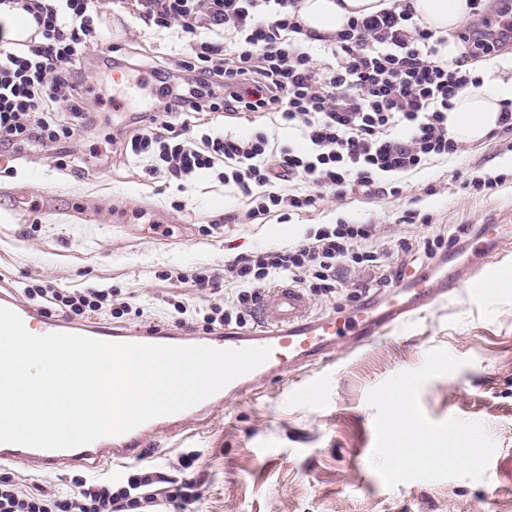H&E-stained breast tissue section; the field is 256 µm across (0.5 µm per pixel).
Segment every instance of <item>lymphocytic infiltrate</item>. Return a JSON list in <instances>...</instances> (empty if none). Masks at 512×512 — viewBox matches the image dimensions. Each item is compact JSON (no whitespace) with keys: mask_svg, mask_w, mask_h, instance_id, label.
<instances>
[{"mask_svg":"<svg viewBox=\"0 0 512 512\" xmlns=\"http://www.w3.org/2000/svg\"><path fill=\"white\" fill-rule=\"evenodd\" d=\"M13 2L33 15L42 40L22 51L0 47V146L54 149L73 140L87 120L85 76L71 62L95 41L93 0ZM297 2L130 0L146 24L180 28L187 51L176 66L190 76L183 87L171 85L169 72H153L167 86L164 102L143 110L140 127L123 142L146 175L185 182L212 172L246 198L248 220L288 219L317 208L329 194L401 195L385 177L463 152L448 136V111L480 79L463 64L441 59L446 37L416 19L408 0H388L376 13L321 37L299 22ZM457 37L474 55H494L512 44V10L463 27ZM317 41L332 62L314 54ZM48 100L63 104L71 121L45 111ZM207 112L250 123L263 118L297 131L302 143H277L261 129L224 134L203 127ZM379 235L375 224H324L308 229L294 247L236 255L220 274L193 273L192 282L209 291L206 329L245 326L274 283L325 296L348 287L344 269L381 260L374 247ZM226 284L235 289L232 297L221 291ZM23 292L49 298L81 319L119 318L130 308L100 285L73 291L28 285ZM160 480L152 471L123 485L82 483L66 497L0 480V512H147L158 504L150 487Z\"/></svg>","mask_w":512,"mask_h":512,"instance_id":"lymphocytic-infiltrate-1","label":"lymphocytic infiltrate"}]
</instances>
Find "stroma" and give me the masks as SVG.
Instances as JSON below:
<instances>
[{
	"label": "stroma",
	"mask_w": 512,
	"mask_h": 512,
	"mask_svg": "<svg viewBox=\"0 0 512 512\" xmlns=\"http://www.w3.org/2000/svg\"><path fill=\"white\" fill-rule=\"evenodd\" d=\"M117 32L107 40L117 58L138 61L132 70L107 62L90 49L77 66L106 74L124 101L88 93L93 118L70 143L80 168L58 170L50 152H7L0 157V209L20 214L0 223V285H49L68 290L93 284L116 289L142 317L134 327L173 324L171 299L198 307L203 289L173 280L176 272L220 269L245 253L293 244L304 229L339 221L378 224L379 243L400 263L401 238L421 240L427 228L401 223L406 210L432 214L448 229L481 225L512 207V183L483 197L461 191L473 174H512V152L497 139L468 146L461 157L434 159L404 177L401 198L343 203L328 197L316 209L283 222H231L244 214V199L214 175L199 174L186 192L165 178L145 175L115 141L131 117L158 104L163 88L146 77L141 63L177 57L179 28L156 30L125 0H103ZM435 195H425L427 186ZM441 347L464 364L426 382L420 401L432 420L456 418L485 425L497 444L484 480L410 481L388 488L371 464L374 411L368 392L393 375L419 368L426 353ZM141 458L96 471H37L5 464L0 478L23 489L36 486L63 497L78 481L103 483L151 469L167 475L156 489L184 476L179 457L198 451L194 476L200 498L190 512H512V282L483 296L439 299L387 337L345 347L314 365L260 381L250 399L216 408L200 425L145 438Z\"/></svg>",
	"instance_id": "obj_1"
}]
</instances>
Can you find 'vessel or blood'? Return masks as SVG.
I'll use <instances>...</instances> for the list:
<instances>
[{
    "mask_svg": "<svg viewBox=\"0 0 512 512\" xmlns=\"http://www.w3.org/2000/svg\"><path fill=\"white\" fill-rule=\"evenodd\" d=\"M472 252L477 261L471 266L455 269L449 275L421 273L405 284L403 298L368 302L341 319L313 315L311 303L302 289L280 285L268 292L258 320L252 327L227 329L203 338L187 334L184 328L166 324L131 330L123 326L77 323L28 306L13 291L0 290V306L16 312L24 324L40 321L47 334H75L115 343L204 344L218 349L267 347L271 350L265 363L191 408L154 418L128 433L105 436L74 449L48 451L0 444V463L19 462L35 470H92L112 458H137L145 436L163 433L170 425L179 422L210 415L216 406L228 399L245 398L257 380L281 375L291 365L324 359L339 350L344 342L357 346L366 344L387 330L404 324L429 303L453 295L460 289H467L474 295L483 294L488 285L512 279V264L498 261L487 235L476 238Z\"/></svg>",
    "mask_w": 512,
    "mask_h": 512,
    "instance_id": "obj_1",
    "label": "vessel or blood"
}]
</instances>
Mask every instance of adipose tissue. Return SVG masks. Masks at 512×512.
Returning a JSON list of instances; mask_svg holds the SVG:
<instances>
[{"label":"adipose tissue","instance_id":"1","mask_svg":"<svg viewBox=\"0 0 512 512\" xmlns=\"http://www.w3.org/2000/svg\"><path fill=\"white\" fill-rule=\"evenodd\" d=\"M416 16L432 30L453 32L470 12L469 0H410ZM377 0H301L302 25L321 34L340 30L350 18L377 12ZM501 91L483 85L461 93L448 112V134L473 144L498 126Z\"/></svg>","mask_w":512,"mask_h":512}]
</instances>
